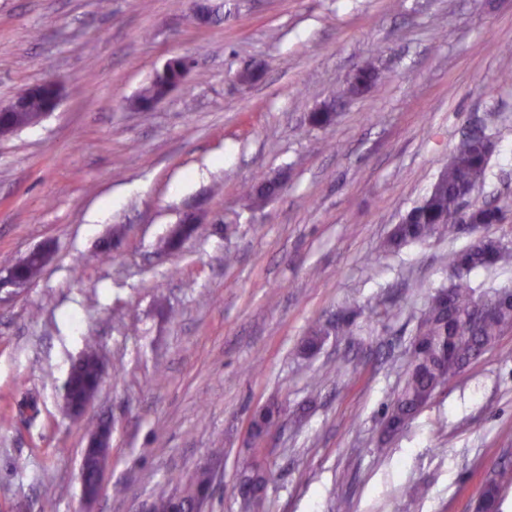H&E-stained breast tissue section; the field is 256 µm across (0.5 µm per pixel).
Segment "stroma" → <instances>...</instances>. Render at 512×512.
Listing matches in <instances>:
<instances>
[{"instance_id":"obj_1","label":"stroma","mask_w":512,"mask_h":512,"mask_svg":"<svg viewBox=\"0 0 512 512\" xmlns=\"http://www.w3.org/2000/svg\"><path fill=\"white\" fill-rule=\"evenodd\" d=\"M211 2L224 16L200 25L194 0H0V105L61 88L41 122L0 137V269L54 246L0 299V512H78L103 416L112 451L89 512H140L210 463L205 512H239L254 447L270 473L261 512H473L486 477L512 467V330L397 434L383 420L449 252L512 245V220L384 243L473 128L494 144L475 198L512 191V0ZM174 56L194 61L186 82L130 109ZM370 64L379 78L349 94ZM327 107L334 121L310 124ZM264 176L279 193L242 209ZM191 206L199 231L157 252ZM347 315V333L303 352L315 323ZM89 336L110 370L73 421L63 385ZM265 405L280 420L256 441Z\"/></svg>"}]
</instances>
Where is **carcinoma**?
<instances>
[{"label": "carcinoma", "mask_w": 512, "mask_h": 512, "mask_svg": "<svg viewBox=\"0 0 512 512\" xmlns=\"http://www.w3.org/2000/svg\"><path fill=\"white\" fill-rule=\"evenodd\" d=\"M175 76L176 72L173 71L166 79H153L139 94V103L146 106L165 95L168 81ZM43 107V99L32 96L27 101V111L11 114L3 124H26ZM487 165L488 155L480 140L460 141L440 171V184L394 227L385 247L395 248L431 238L452 240L464 230L496 224L499 219L506 217L512 212L511 195L475 206L467 213L465 224L457 220L462 191L475 190L483 185ZM269 193L270 181L266 180L244 189L242 200L245 206L252 208L265 202ZM511 259L512 249L501 246L499 241L482 239L467 249L448 254L452 274L448 289L452 300L445 305L432 296L424 305L415 333L419 347L410 348L404 384L385 414L393 425L408 421L432 399L451 375L463 368L480 350L494 346L503 332L512 329V306H502L495 315L480 322L473 319L472 313L479 300L467 280V275L475 269L506 263ZM325 335L327 330L323 325L312 326L304 340V350H317ZM96 354L97 342L89 337L86 339L84 357L75 368L72 379L73 388L80 393L95 378ZM511 482L512 470L503 469L484 483L482 494L497 497L501 488ZM211 483V472L205 468L199 469L182 489L185 501L192 502L196 493Z\"/></svg>", "instance_id": "obj_1"}]
</instances>
